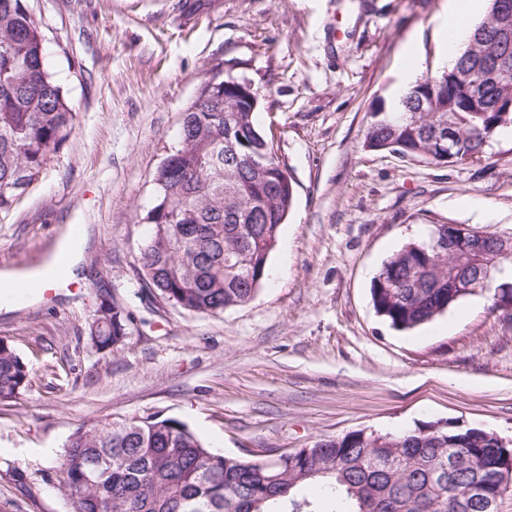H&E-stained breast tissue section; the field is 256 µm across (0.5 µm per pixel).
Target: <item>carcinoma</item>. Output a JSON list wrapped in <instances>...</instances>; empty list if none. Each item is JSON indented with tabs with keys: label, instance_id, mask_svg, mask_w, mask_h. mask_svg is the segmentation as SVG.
<instances>
[{
	"label": "carcinoma",
	"instance_id": "obj_1",
	"mask_svg": "<svg viewBox=\"0 0 512 512\" xmlns=\"http://www.w3.org/2000/svg\"><path fill=\"white\" fill-rule=\"evenodd\" d=\"M45 43L30 0H0V213L38 180L78 121L47 68ZM496 51L473 34L456 61L479 69ZM482 96L484 106L474 107L443 77L426 75L398 110L375 116L364 146L449 166L476 160L495 133L512 128L493 80H484ZM257 106L245 80L203 84L154 177L155 197L142 217L150 233L140 275L149 290L190 313L217 316L252 299L293 204L291 178L257 126ZM450 110L453 161L448 129H440ZM448 231L430 225L373 277L374 308L393 328L413 330L470 295L453 287L466 278L468 263L448 247ZM477 261L512 267L493 233ZM126 321L120 307L101 302L89 324L96 348L121 346ZM28 378L27 364L1 339L0 401L20 395ZM46 478L69 512H460L473 484H483L491 498L512 487L492 432L440 421L401 432L356 430L269 461L214 452L177 419L105 418L71 433L55 475Z\"/></svg>",
	"mask_w": 512,
	"mask_h": 512
}]
</instances>
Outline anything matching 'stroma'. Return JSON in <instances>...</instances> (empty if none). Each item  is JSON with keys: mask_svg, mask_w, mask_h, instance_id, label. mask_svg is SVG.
<instances>
[{"mask_svg": "<svg viewBox=\"0 0 512 512\" xmlns=\"http://www.w3.org/2000/svg\"><path fill=\"white\" fill-rule=\"evenodd\" d=\"M448 0H34L46 63L79 114L38 179L0 214V273L40 270L69 225L78 281L0 310L30 382L0 402V512H69L46 481L80 424L156 414L227 455L296 451L354 430L436 421L512 441V308L470 295L393 329L371 300L382 262L432 224L512 238V132L456 166L364 148L393 106L406 50L436 71ZM258 94L295 201L246 304L183 311L145 287L141 219L182 116L216 65ZM105 277L123 346L87 327Z\"/></svg>", "mask_w": 512, "mask_h": 512, "instance_id": "1", "label": "stroma"}]
</instances>
